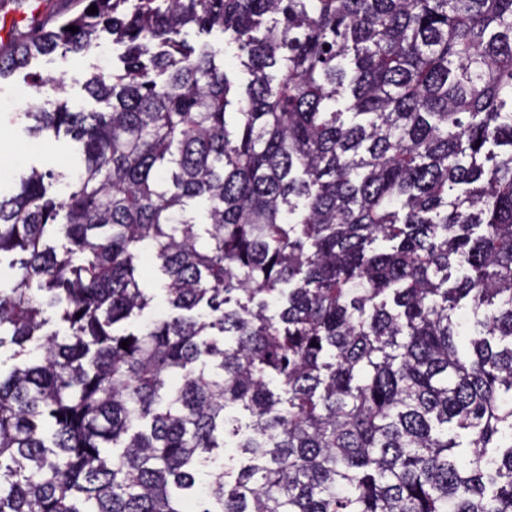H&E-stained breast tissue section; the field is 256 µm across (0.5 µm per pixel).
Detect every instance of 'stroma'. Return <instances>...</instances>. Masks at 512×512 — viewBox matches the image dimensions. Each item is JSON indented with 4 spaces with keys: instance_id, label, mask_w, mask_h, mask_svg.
Here are the masks:
<instances>
[{
    "instance_id": "1",
    "label": "stroma",
    "mask_w": 512,
    "mask_h": 512,
    "mask_svg": "<svg viewBox=\"0 0 512 512\" xmlns=\"http://www.w3.org/2000/svg\"><path fill=\"white\" fill-rule=\"evenodd\" d=\"M87 0H25L22 7H15L13 0H0V45L6 43L8 30L13 21L33 15L45 22L55 21L60 15L80 13ZM122 46L113 44L111 35H104L100 47L91 52H54L33 59L30 65L0 81V187L11 188L22 174L31 169H54L73 173L75 155L67 139H55L45 134L41 139H32L25 124L18 118L22 107L19 95H27L31 111L50 108L55 100L54 92L47 87L38 89L33 85L35 76L52 75L63 77L66 97L70 101L93 109L94 101L85 90V82L92 73L109 71L118 67Z\"/></svg>"
}]
</instances>
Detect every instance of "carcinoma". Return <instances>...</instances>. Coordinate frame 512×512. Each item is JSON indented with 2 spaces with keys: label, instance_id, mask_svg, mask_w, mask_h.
<instances>
[{
  "label": "carcinoma",
  "instance_id": "obj_1",
  "mask_svg": "<svg viewBox=\"0 0 512 512\" xmlns=\"http://www.w3.org/2000/svg\"><path fill=\"white\" fill-rule=\"evenodd\" d=\"M88 4L0 49L125 46L0 192V512H512V0ZM182 37L192 45H198L203 42L209 43L218 52L217 59L220 61L224 59V66L229 75L242 76L241 67L233 56V52L228 51L224 54V34L220 30L214 29L210 34L199 35L196 29H186Z\"/></svg>",
  "mask_w": 512,
  "mask_h": 512
}]
</instances>
